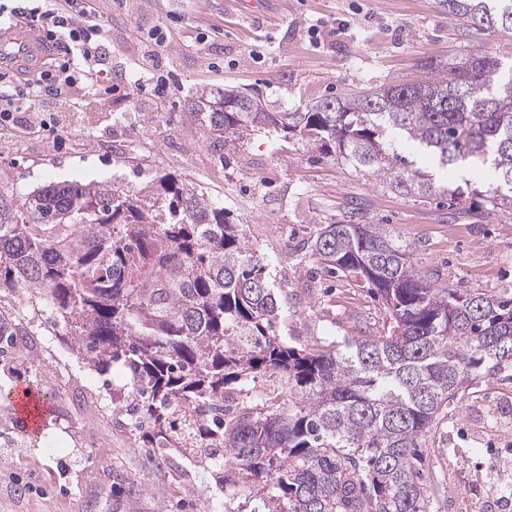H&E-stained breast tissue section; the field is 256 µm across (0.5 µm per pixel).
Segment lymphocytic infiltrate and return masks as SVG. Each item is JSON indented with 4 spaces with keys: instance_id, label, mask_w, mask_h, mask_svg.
I'll use <instances>...</instances> for the list:
<instances>
[{
    "instance_id": "lymphocytic-infiltrate-1",
    "label": "lymphocytic infiltrate",
    "mask_w": 512,
    "mask_h": 512,
    "mask_svg": "<svg viewBox=\"0 0 512 512\" xmlns=\"http://www.w3.org/2000/svg\"><path fill=\"white\" fill-rule=\"evenodd\" d=\"M12 18L42 27L60 59L22 90L12 75L0 73V126L31 124L49 98L95 84L94 63L106 48L99 17L85 0H0V19Z\"/></svg>"
}]
</instances>
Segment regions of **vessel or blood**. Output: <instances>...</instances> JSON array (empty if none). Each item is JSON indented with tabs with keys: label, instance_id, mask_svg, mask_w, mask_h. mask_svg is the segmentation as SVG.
I'll list each match as a JSON object with an SVG mask.
<instances>
[{
	"label": "vessel or blood",
	"instance_id": "vessel-or-blood-1",
	"mask_svg": "<svg viewBox=\"0 0 512 512\" xmlns=\"http://www.w3.org/2000/svg\"><path fill=\"white\" fill-rule=\"evenodd\" d=\"M56 56L52 41L36 25L24 21L0 23V72L19 77L46 71ZM16 412L25 407H37L40 414H48L51 404L34 386L17 388L12 396Z\"/></svg>",
	"mask_w": 512,
	"mask_h": 512
}]
</instances>
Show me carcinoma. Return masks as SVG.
Here are the masks:
<instances>
[{
	"instance_id": "cac0c4a2",
	"label": "carcinoma",
	"mask_w": 512,
	"mask_h": 512,
	"mask_svg": "<svg viewBox=\"0 0 512 512\" xmlns=\"http://www.w3.org/2000/svg\"><path fill=\"white\" fill-rule=\"evenodd\" d=\"M469 49L423 64L419 83L318 97L268 112L245 93L212 112L203 88L189 112L210 144L233 151L259 131L299 136L318 153L411 197L467 208L473 224L512 211V64L473 43L512 31V0H439ZM486 168L489 182L445 185L436 171ZM158 194L108 181L0 193V372L29 375L10 340L37 331L1 309L45 302L70 354L101 376L124 371L139 447L159 462H196L235 512H433L421 448L446 409L484 374L512 367V297L436 285L388 224H322L309 250L329 272L361 277L390 322L375 334L288 344L287 297L192 184L162 175ZM259 374L288 398L224 415V395Z\"/></svg>"
}]
</instances>
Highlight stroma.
<instances>
[{
    "label": "stroma",
    "mask_w": 512,
    "mask_h": 512,
    "mask_svg": "<svg viewBox=\"0 0 512 512\" xmlns=\"http://www.w3.org/2000/svg\"><path fill=\"white\" fill-rule=\"evenodd\" d=\"M101 16L114 68L137 58L163 30L157 65L167 95L128 74L107 94L84 89L54 100L50 129L0 126V190L26 193L64 181L111 180L138 192L157 175L192 182L242 225L277 288L289 297L282 335L302 344L372 331L387 320L370 288L321 272L306 241L321 224H387L414 249L421 271L460 288L512 295V212L474 224L437 198L407 197L318 155L301 140L257 133L233 152L214 149L190 120L196 89H234L270 112H296L312 98L392 81L417 82L428 59L448 58L460 39L438 0H89ZM57 383L42 437L0 426V512H224V494L194 467L176 469L137 448L128 429L84 403L102 390ZM446 442L428 448L438 512H512V373L469 387L440 424ZM135 481L113 502L86 486Z\"/></svg>",
    "instance_id": "stroma-1"
}]
</instances>
